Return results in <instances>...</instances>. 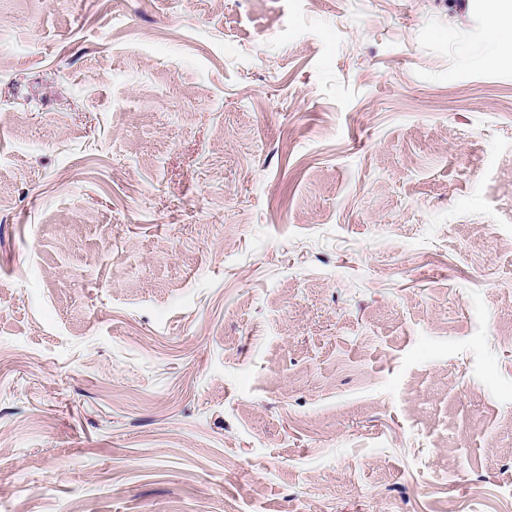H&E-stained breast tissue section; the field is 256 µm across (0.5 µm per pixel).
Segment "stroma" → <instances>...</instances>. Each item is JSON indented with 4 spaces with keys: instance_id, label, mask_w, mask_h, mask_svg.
Segmentation results:
<instances>
[{
    "instance_id": "35a3bbf8",
    "label": "stroma",
    "mask_w": 512,
    "mask_h": 512,
    "mask_svg": "<svg viewBox=\"0 0 512 512\" xmlns=\"http://www.w3.org/2000/svg\"><path fill=\"white\" fill-rule=\"evenodd\" d=\"M486 18L0 0V512H512Z\"/></svg>"
}]
</instances>
